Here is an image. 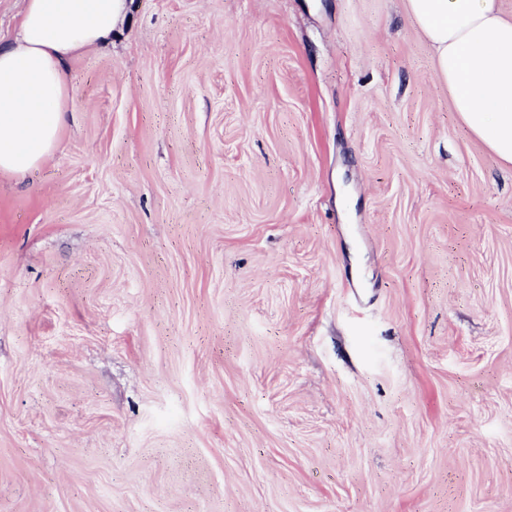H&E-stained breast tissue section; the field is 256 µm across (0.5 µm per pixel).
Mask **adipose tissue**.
<instances>
[{"mask_svg":"<svg viewBox=\"0 0 512 512\" xmlns=\"http://www.w3.org/2000/svg\"><path fill=\"white\" fill-rule=\"evenodd\" d=\"M124 0H26L0 43V174L21 177L57 148L72 90L71 58L111 35ZM438 81L471 134L512 164V17L500 0H405Z\"/></svg>","mask_w":512,"mask_h":512,"instance_id":"ef3b65f1","label":"adipose tissue"}]
</instances>
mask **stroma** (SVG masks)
<instances>
[{
    "label": "stroma",
    "mask_w": 512,
    "mask_h": 512,
    "mask_svg": "<svg viewBox=\"0 0 512 512\" xmlns=\"http://www.w3.org/2000/svg\"><path fill=\"white\" fill-rule=\"evenodd\" d=\"M0 175V512H512V165L404 0H127Z\"/></svg>",
    "instance_id": "obj_1"
}]
</instances>
